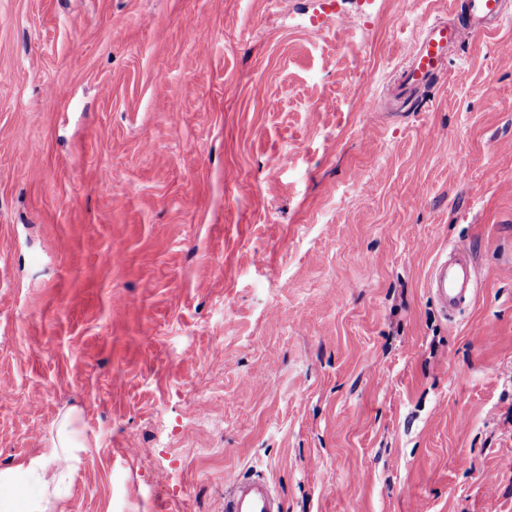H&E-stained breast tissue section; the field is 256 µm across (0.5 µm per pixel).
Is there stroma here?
Listing matches in <instances>:
<instances>
[{
	"mask_svg": "<svg viewBox=\"0 0 512 512\" xmlns=\"http://www.w3.org/2000/svg\"><path fill=\"white\" fill-rule=\"evenodd\" d=\"M320 3L0 0V468L71 414L57 512H512V16L403 108L448 0ZM427 288L447 318L472 302L476 287L471 254L459 247L444 250L432 266ZM224 512H280L281 503L269 481L262 477L228 473L224 480Z\"/></svg>",
	"mask_w": 512,
	"mask_h": 512,
	"instance_id": "obj_1",
	"label": "stroma"
}]
</instances>
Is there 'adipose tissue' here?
<instances>
[{
    "mask_svg": "<svg viewBox=\"0 0 512 512\" xmlns=\"http://www.w3.org/2000/svg\"><path fill=\"white\" fill-rule=\"evenodd\" d=\"M84 448L71 416H64L57 430V445L49 456L0 469V512H56Z\"/></svg>",
    "mask_w": 512,
    "mask_h": 512,
    "instance_id": "adipose-tissue-1",
    "label": "adipose tissue"
}]
</instances>
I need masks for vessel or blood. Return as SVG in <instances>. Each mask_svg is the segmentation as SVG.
I'll return each instance as SVG.
<instances>
[{
    "mask_svg": "<svg viewBox=\"0 0 512 512\" xmlns=\"http://www.w3.org/2000/svg\"><path fill=\"white\" fill-rule=\"evenodd\" d=\"M511 13L512 0H452L447 20L423 27L402 71L398 102L406 105L422 95L447 73L450 58L460 47L491 31ZM427 288L447 316L472 302L476 287L471 254L459 247L445 250L432 266ZM224 484V512H281L275 489L262 477L231 472Z\"/></svg>",
    "mask_w": 512,
    "mask_h": 512,
    "instance_id": "vessel-or-blood-1",
    "label": "vessel or blood"
}]
</instances>
